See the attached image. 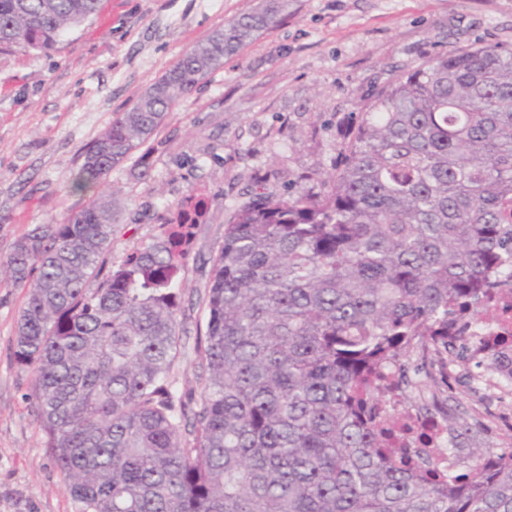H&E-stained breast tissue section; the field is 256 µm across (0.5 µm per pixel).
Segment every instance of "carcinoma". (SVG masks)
Listing matches in <instances>:
<instances>
[{
    "mask_svg": "<svg viewBox=\"0 0 512 512\" xmlns=\"http://www.w3.org/2000/svg\"><path fill=\"white\" fill-rule=\"evenodd\" d=\"M99 0H0V49L45 50ZM287 4L198 42L85 150L79 191L105 183L167 112ZM155 241L105 271L114 192L38 224L0 265L25 293L14 360L77 512H512V448L459 473L406 409L448 383V322L512 293V47L472 43L371 98L321 197L258 191L224 227L196 336L198 393L173 369L176 276L204 209L190 197ZM478 373L512 372L490 355Z\"/></svg>",
    "mask_w": 512,
    "mask_h": 512,
    "instance_id": "cac0c4a2",
    "label": "carcinoma"
}]
</instances>
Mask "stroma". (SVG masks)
<instances>
[{
	"mask_svg": "<svg viewBox=\"0 0 512 512\" xmlns=\"http://www.w3.org/2000/svg\"><path fill=\"white\" fill-rule=\"evenodd\" d=\"M266 0H100L91 19L42 51L0 50V256L36 224H57L89 192L73 187L88 145L193 45ZM512 44V0H288L279 23L182 96L107 177L121 231L110 261L156 240L189 197L206 202L177 274L204 318L212 261L255 187L320 194L361 104L403 71L474 42ZM25 297L0 274V512H75L43 445L33 379L13 360ZM457 360L445 409L464 428L456 464L512 446V408L467 385Z\"/></svg>",
	"mask_w": 512,
	"mask_h": 512,
	"instance_id": "1",
	"label": "stroma"
}]
</instances>
